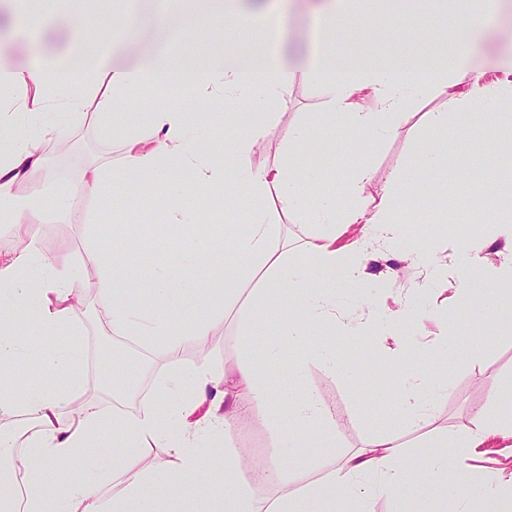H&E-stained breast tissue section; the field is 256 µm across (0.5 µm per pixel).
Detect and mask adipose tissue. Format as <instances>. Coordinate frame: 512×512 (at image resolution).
Returning a JSON list of instances; mask_svg holds the SVG:
<instances>
[{
  "mask_svg": "<svg viewBox=\"0 0 512 512\" xmlns=\"http://www.w3.org/2000/svg\"><path fill=\"white\" fill-rule=\"evenodd\" d=\"M473 2L459 0L454 10L438 9L423 18L425 26L447 28L452 50L392 55L368 65L351 64L328 48L352 18L354 0H323L319 45L296 62L261 50L249 64L228 54L220 62L180 66L160 55L132 70L113 67L107 55L88 62L74 54L60 67L40 64L25 71L0 70V88L26 91L18 105L0 103V212L9 213L19 229L40 220L43 205L40 199L17 196L14 189L44 169L39 141L59 136L61 122L74 124L85 116L90 83L109 87L96 107L112 121L126 97L176 78L201 97L224 105L225 123L238 130L231 139L203 143L196 133V116L186 112L178 98L160 100L152 111L141 113L136 130L125 134L122 166L91 165L67 193L52 200L53 211L73 221L75 197H94L112 185L136 197L165 193L169 221L181 234L174 260L158 266L150 285L153 307L134 304L141 283L115 251L90 248L84 264L65 276L55 260L31 248L0 254V460L22 476L23 512H158L157 501L163 495L169 500V512H371L370 501L377 495L393 498L396 512H470L472 493L459 482L457 463L475 453L489 436H512V405L502 404L495 394L488 398L486 416L466 434L444 432L436 442L437 452L424 465L408 463L395 437L378 431L361 451L333 470L262 504L242 486L229 454L202 453L199 440L263 409L267 420L288 437L285 458L273 461L265 474L274 484L285 483L287 470L307 471V449L334 447L330 413L321 398L305 391L291 421H282L276 404L294 396V386L288 382L270 387L263 368L279 360L283 345L306 344L320 326L336 323L342 335L356 338L376 320L392 324L404 320L403 298L389 297L381 288L369 299L367 312L337 321V303L346 299L348 291L366 286L370 263L422 264L428 271L425 285L470 296L476 312L488 304V297L473 296L467 274L449 278L445 247L407 237L396 216L404 202L403 185L415 177L417 168L436 169L445 163L436 137L457 123L459 102L482 105L488 98L489 87L481 73L457 50L476 39L486 20ZM245 24L276 30L279 20L273 0H252L241 11L225 13L219 35L233 40L236 28ZM314 76L326 81L329 94L322 121L337 129L365 132L375 142L401 123L403 102L424 83L434 82L438 93L447 95V109L427 118L416 164L398 171L380 200L363 194L371 178L365 163L354 168L344 197L330 192L309 199V177L298 163L311 148L303 126L289 129L281 163L258 169L248 165L269 118L268 106L289 84ZM368 88L374 99L366 108L354 96ZM52 96L63 106L57 120L46 110ZM22 115L35 118V126L19 123ZM230 183L248 189V198L238 200L237 207L251 215V223L243 230L233 224H201L200 209L209 205L214 191ZM189 187L195 190L192 208L183 202ZM271 192L285 211L316 229L301 255L277 246L279 227L267 222L261 207ZM494 224L503 245L474 228L462 244L466 267L485 271L508 291L512 289V215L496 217ZM352 231L358 235L353 245H339V237ZM218 252L225 264L238 266L237 280H227L222 267L210 264V256ZM187 266L206 268L207 273L186 278L182 270ZM315 267L329 272V279L313 278ZM336 271L341 274L337 280L332 277ZM251 279L258 285L244 303L247 324L242 338L251 343L252 357L235 377L207 366L193 368L187 374L191 389L173 397L167 388H160L155 400L142 402L133 413L116 407L104 415L90 404H79L85 379L79 360L83 337L71 319L79 289H96L101 319L113 335L157 341L168 364L175 366L184 344L205 342L216 320L236 300L242 282ZM278 304L287 306V317L273 340L253 346V338L265 330V317ZM19 309L25 320L16 324L11 316ZM173 309L180 311V323L171 322ZM47 336L66 337L67 343L44 344ZM21 361L32 372L23 384L13 377L14 366ZM447 386L442 375L406 380L396 406L398 418L418 427L426 425L430 403ZM225 403L230 411H222ZM20 413L26 416L22 427L15 420ZM106 447L113 450L107 470L84 472L87 449ZM152 448L168 449L173 468L148 469L144 460ZM207 469L223 471L221 490L194 485V478Z\"/></svg>",
  "mask_w": 512,
  "mask_h": 512,
  "instance_id": "obj_1",
  "label": "adipose tissue"
}]
</instances>
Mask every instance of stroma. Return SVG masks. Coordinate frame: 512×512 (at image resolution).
Segmentation results:
<instances>
[{
	"label": "stroma",
	"instance_id": "1",
	"mask_svg": "<svg viewBox=\"0 0 512 512\" xmlns=\"http://www.w3.org/2000/svg\"><path fill=\"white\" fill-rule=\"evenodd\" d=\"M118 0H32L31 10L37 11L58 30L51 35L26 31L16 35L21 25L19 17L0 11V67L24 70L35 62H51L71 46L78 51H96L112 57L116 68H130L158 54L182 57L180 42L185 22H193L198 35L192 54L196 58L216 60L228 52L247 56L259 46L255 29L242 28L236 33L235 43L212 38V29L221 27V13L211 11L204 0H129L130 14L139 17L134 32L114 29L110 38L100 39L98 28L105 25L111 12L118 10ZM434 7L432 0H403L398 27L381 26L372 31L351 27L337 38L339 56L358 63H367L402 52L435 51L443 48L448 33L442 28H425L421 17ZM83 16L89 23L87 31L74 32L71 21ZM316 32V20L310 0H288L280 21L278 40L270 49L285 54L308 41ZM512 47V0H503L498 11L491 14L476 40L464 46L472 67L496 77L498 66L508 48ZM104 91L103 85L89 86L92 102L83 122L64 133L67 146L55 142L42 143L49 164L48 175L33 174L20 184L17 192L23 197L51 199L57 192L78 181L84 168L92 163L119 165L123 156L120 133L107 128L93 105ZM326 88L315 79L291 85L282 100L274 107L265 134L248 159L255 168L282 161L286 150L289 128L306 125L313 148L301 157L302 165L315 172L317 178L308 190L317 196L328 188H342L346 181L353 152H362L372 169V178L364 186L365 196L379 198L394 173L412 161L414 151L422 139L427 113L446 108L447 99L433 88H425L403 106L404 123L381 143L370 144L367 138L354 131H343L315 124L314 118L324 112ZM472 133L460 127L449 128L440 138L439 147L451 164L438 172L422 171L417 179L404 189L405 196L415 203L419 220L406 224L407 233L423 227L426 240L445 236L455 239L460 235L452 222L459 199H466L473 220L487 222L491 215L482 210L481 203L488 186H495L503 206H512V156L494 155L473 145ZM74 207L84 214L86 221L73 224L60 220L53 212H45L42 219L30 225L24 238L14 237L10 231L0 232V251L8 252L31 246L37 253L54 258L60 272H68L81 265L92 244V225L134 224L140 236L153 237L151 248L128 243L121 251V259L142 280H149L154 268L173 252L168 246L174 231L168 225L166 206L161 200H126L122 187H114L105 195L75 199ZM269 223L279 225V239L290 252H302L315 229L297 223L294 214L282 210L275 198L266 202ZM478 289L495 295L481 319H473L463 302L452 293L435 288L413 298L405 321L396 327L379 322L370 335L355 340L337 337L335 351L338 358L351 362L356 355L364 360L356 384L331 375L323 367L310 361L307 350L284 349L281 363L268 368V377L277 384L287 380L293 366H300L305 388L319 393L332 417L336 445L319 448L314 453L311 477L324 473L334 458L350 455L368 442L378 419L388 417L395 401V391L402 380L424 373L428 369L427 353L438 337L449 341H470L479 338L476 353H466L449 364L448 389L440 397L430 416L424 447L413 449L412 459L425 461L431 455V444L437 433L453 431L464 433L475 426L486 411L490 393H498L512 402V294L503 292L495 281L480 276ZM72 316L81 327L85 339L84 365L87 380L81 397L98 411H112L113 399L104 390L101 379L109 371L111 353L125 349L123 338L106 330L99 314V301L90 291H82ZM245 316L239 307H231L230 314L215 326L205 352L200 356H182L183 370L199 365H210L236 373L247 358L241 339ZM287 439L265 418L243 422L226 433L205 436L200 440L202 450L220 448L231 456L234 468L243 484L259 499L274 497L278 486L264 482L261 471L278 456ZM503 463L512 464V437L489 436L479 455L465 460L461 468L477 486L488 473Z\"/></svg>",
	"mask_w": 512,
	"mask_h": 512
}]
</instances>
